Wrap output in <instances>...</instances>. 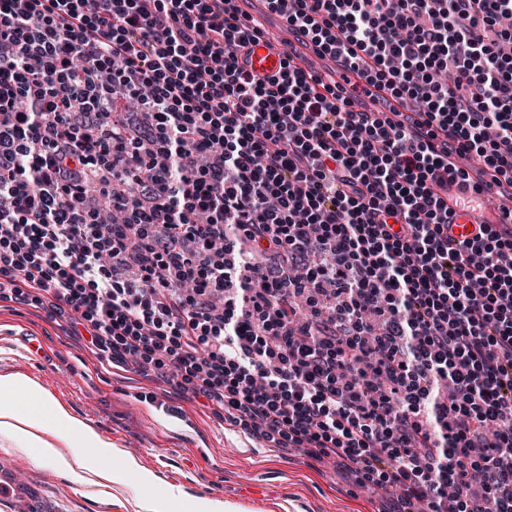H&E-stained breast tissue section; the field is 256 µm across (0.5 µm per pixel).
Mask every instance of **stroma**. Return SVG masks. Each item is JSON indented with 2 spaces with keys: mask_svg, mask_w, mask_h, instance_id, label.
<instances>
[{
  "mask_svg": "<svg viewBox=\"0 0 512 512\" xmlns=\"http://www.w3.org/2000/svg\"><path fill=\"white\" fill-rule=\"evenodd\" d=\"M21 374L84 420L110 448L133 455L158 479L156 489L230 501L243 512H377L367 488L335 460L260 447L239 429L207 417L169 386L102 367L67 323L28 304L0 308V374ZM14 475L30 496L0 494V512H138L144 487L78 484L9 436H0V480Z\"/></svg>",
  "mask_w": 512,
  "mask_h": 512,
  "instance_id": "obj_1",
  "label": "stroma"
}]
</instances>
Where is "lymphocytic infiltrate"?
I'll return each mask as SVG.
<instances>
[{
  "mask_svg": "<svg viewBox=\"0 0 512 512\" xmlns=\"http://www.w3.org/2000/svg\"><path fill=\"white\" fill-rule=\"evenodd\" d=\"M227 2L0 0V301L386 512H512V240L448 222L512 185V0H267L349 86ZM280 49L270 50L263 42L253 46L251 64L262 74L273 75L280 67Z\"/></svg>",
  "mask_w": 512,
  "mask_h": 512,
  "instance_id": "lymphocytic-infiltrate-1",
  "label": "lymphocytic infiltrate"
}]
</instances>
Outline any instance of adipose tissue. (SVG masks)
Listing matches in <instances>:
<instances>
[{"label":"adipose tissue","instance_id":"obj_1","mask_svg":"<svg viewBox=\"0 0 512 512\" xmlns=\"http://www.w3.org/2000/svg\"><path fill=\"white\" fill-rule=\"evenodd\" d=\"M23 397L26 406L18 408L15 399ZM13 438L30 449L36 458L64 470L77 482L99 475L115 485L150 487L155 483L133 456L124 454L112 460L96 432L84 421L66 412L42 390L20 374H0V435ZM75 448L73 457L56 454L55 441ZM141 512H238L236 504L204 497H184L179 501L147 496L140 501Z\"/></svg>","mask_w":512,"mask_h":512}]
</instances>
